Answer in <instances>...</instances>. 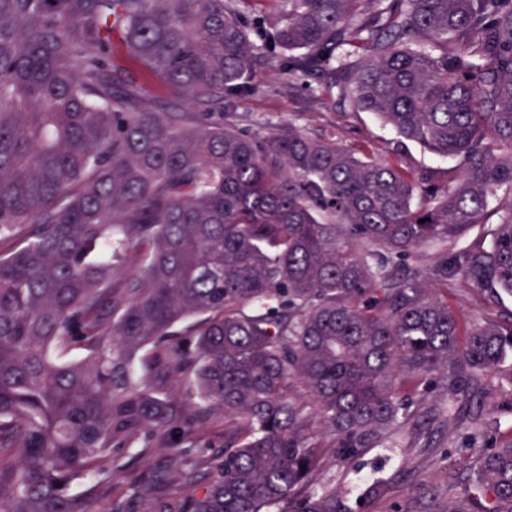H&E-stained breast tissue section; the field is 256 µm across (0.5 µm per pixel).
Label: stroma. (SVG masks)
<instances>
[{
  "label": "stroma",
  "instance_id": "stroma-1",
  "mask_svg": "<svg viewBox=\"0 0 512 512\" xmlns=\"http://www.w3.org/2000/svg\"><path fill=\"white\" fill-rule=\"evenodd\" d=\"M256 82L258 92L236 103L238 123L248 135L263 139L289 123L308 136L345 150L355 151L370 143L382 152L397 139L396 133L373 114L334 105L312 92L304 81L287 82L280 73L262 68ZM439 294L463 322L512 329V295L504 293L491 301L457 278L449 280ZM470 432L466 418L449 423L435 419L428 433L402 434L397 447L366 448L337 463L336 485L354 490L363 474L388 480V495L370 502L367 512H448V487L464 482L473 470L474 459L464 452ZM189 456L204 473L223 460V419L210 420L199 429ZM159 459L155 448L142 456L123 458L119 476L92 501L93 512H111L113 503L128 498L139 476Z\"/></svg>",
  "mask_w": 512,
  "mask_h": 512
}]
</instances>
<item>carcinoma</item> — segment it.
Returning a JSON list of instances; mask_svg holds the SVG:
<instances>
[{
  "label": "carcinoma",
  "instance_id": "carcinoma-1",
  "mask_svg": "<svg viewBox=\"0 0 512 512\" xmlns=\"http://www.w3.org/2000/svg\"><path fill=\"white\" fill-rule=\"evenodd\" d=\"M272 2L0 0V512H92L120 455L152 446L112 512H354L326 455L422 430L433 388L445 421L473 408V491L448 512H512V442L474 443L512 412L487 383L512 331L435 293L459 276L512 295V0ZM117 41L200 111L146 101ZM259 64L398 141L382 158L291 124L245 135ZM408 142L455 165L405 166ZM218 414L204 477L170 431Z\"/></svg>",
  "mask_w": 512,
  "mask_h": 512
}]
</instances>
